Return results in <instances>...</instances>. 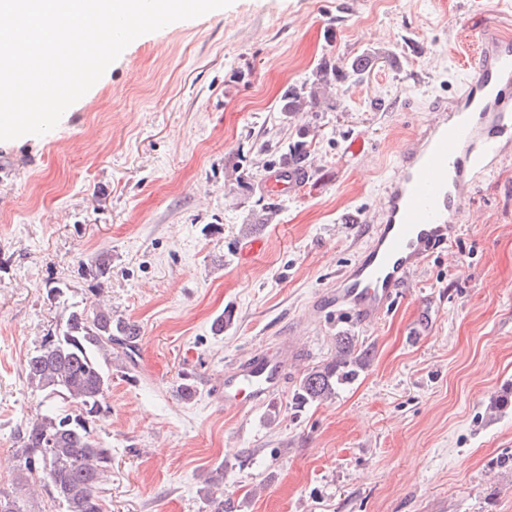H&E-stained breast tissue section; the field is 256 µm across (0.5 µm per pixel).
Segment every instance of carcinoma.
Here are the masks:
<instances>
[{"instance_id":"carcinoma-1","label":"carcinoma","mask_w":512,"mask_h":512,"mask_svg":"<svg viewBox=\"0 0 512 512\" xmlns=\"http://www.w3.org/2000/svg\"><path fill=\"white\" fill-rule=\"evenodd\" d=\"M380 52L358 54L341 66L324 63L299 85L282 95L278 111L285 118L303 109L331 108L345 95L349 82L366 73ZM303 133L288 145L281 164L303 170L309 164ZM280 211L269 201L248 212L247 226L271 224ZM112 256L96 255L89 275L96 287L109 279ZM140 337L138 325L112 318V309L100 303L64 308L55 329L49 332L25 361L26 380L32 391L45 399L59 397L64 405L50 406L18 431V481L10 493L0 491V512H31L28 497L44 488L50 512H103L100 475L112 462V449L100 440L98 422L106 409L103 401L112 384V350L119 347L134 362ZM349 334L336 337V352L306 370L293 394L301 408L336 398L338 389L356 380L371 355Z\"/></svg>"}]
</instances>
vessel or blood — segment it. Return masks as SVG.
Segmentation results:
<instances>
[{
  "label": "vessel or blood",
  "instance_id": "b4317fda",
  "mask_svg": "<svg viewBox=\"0 0 512 512\" xmlns=\"http://www.w3.org/2000/svg\"><path fill=\"white\" fill-rule=\"evenodd\" d=\"M428 110L431 120L401 151L397 172L368 219L370 247L339 275L324 301L363 323L385 313L411 274L447 247L466 220L472 186L512 151V37L487 23L477 37L474 75ZM307 179V172L278 168L262 183L285 195ZM279 384V355L256 354L225 372L224 407L244 412Z\"/></svg>",
  "mask_w": 512,
  "mask_h": 512
}]
</instances>
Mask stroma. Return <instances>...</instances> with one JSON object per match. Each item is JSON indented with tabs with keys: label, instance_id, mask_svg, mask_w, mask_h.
<instances>
[{
	"label": "stroma",
	"instance_id": "obj_1",
	"mask_svg": "<svg viewBox=\"0 0 512 512\" xmlns=\"http://www.w3.org/2000/svg\"><path fill=\"white\" fill-rule=\"evenodd\" d=\"M491 21L512 34L500 0H234L140 36L53 130L1 143L0 458L41 410L27 354L63 306L100 299L141 328L103 402V512H213L212 479L232 512H512V154L377 322L319 306L369 244L357 216L428 100L474 73ZM374 48L394 62L336 108L282 118L288 86ZM300 130L306 185L248 230ZM103 251L112 276L95 294ZM344 333L371 346L366 368L295 407L296 381ZM286 344L279 391L225 413V369Z\"/></svg>",
	"mask_w": 512,
	"mask_h": 512
}]
</instances>
